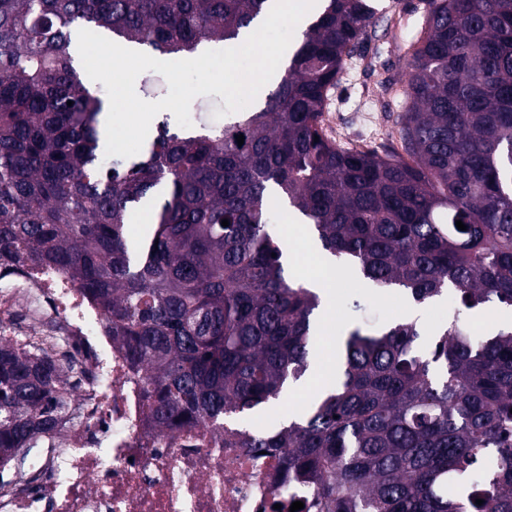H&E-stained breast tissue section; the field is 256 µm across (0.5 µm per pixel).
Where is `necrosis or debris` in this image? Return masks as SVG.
<instances>
[{"mask_svg": "<svg viewBox=\"0 0 512 512\" xmlns=\"http://www.w3.org/2000/svg\"><path fill=\"white\" fill-rule=\"evenodd\" d=\"M60 358L69 407L42 446L0 480V512H289L309 503L276 454L229 448L225 432L154 422L145 371L102 307L53 267L0 264V337Z\"/></svg>", "mask_w": 512, "mask_h": 512, "instance_id": "4bbe7bcc", "label": "necrosis or debris"}]
</instances>
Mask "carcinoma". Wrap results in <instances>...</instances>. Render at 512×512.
<instances>
[{
    "label": "carcinoma",
    "instance_id": "cac0c4a2",
    "mask_svg": "<svg viewBox=\"0 0 512 512\" xmlns=\"http://www.w3.org/2000/svg\"><path fill=\"white\" fill-rule=\"evenodd\" d=\"M272 2L0 0V259L53 266L100 303L147 368L159 427L223 428L308 367L322 298L274 230L290 213L378 292L450 296L454 312L427 354L415 321L343 330L334 382L236 447L282 454L317 512H512V326L464 319L512 312V0H425L397 154L323 128L375 8L322 0L263 104L198 133L162 120L137 159L105 156L108 100L80 71L79 30L183 60ZM61 383L56 360L0 342L1 462L55 429Z\"/></svg>",
    "mask_w": 512,
    "mask_h": 512
}]
</instances>
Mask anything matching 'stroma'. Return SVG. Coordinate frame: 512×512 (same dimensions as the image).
<instances>
[{"label": "stroma", "mask_w": 512, "mask_h": 512, "mask_svg": "<svg viewBox=\"0 0 512 512\" xmlns=\"http://www.w3.org/2000/svg\"><path fill=\"white\" fill-rule=\"evenodd\" d=\"M375 38L366 57H354L346 65L339 83L330 93L327 109L334 115L338 132L335 144L363 147L386 154L398 148L396 118L405 107L401 55L405 45L423 23V0H373ZM392 78V91L381 92L378 83ZM335 303L322 317L320 332L310 352L309 378L328 384L336 368V340L347 325L379 329L403 320L410 303L393 292L376 295L369 284L351 276L336 283ZM313 391L305 385L291 389L287 396L264 412L248 417L251 429L271 431L284 423L288 413L301 411Z\"/></svg>", "instance_id": "stroma-1"}]
</instances>
